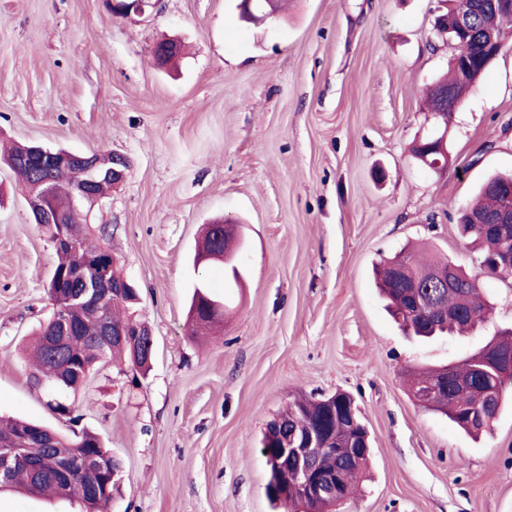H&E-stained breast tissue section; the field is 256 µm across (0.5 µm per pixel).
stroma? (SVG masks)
<instances>
[{
	"label": "stroma",
	"instance_id": "obj_1",
	"mask_svg": "<svg viewBox=\"0 0 512 512\" xmlns=\"http://www.w3.org/2000/svg\"><path fill=\"white\" fill-rule=\"evenodd\" d=\"M437 0H293L256 26L236 0H159L117 17L105 0H0V146L129 161L89 214L136 285L151 370L96 365L57 419L22 348L52 314L56 253L25 187L0 164V414L97 433L122 463L110 512H275L260 438L296 396L349 393L370 468L339 512H512V405L473 438L418 405L405 372L479 351L512 328V281L479 277L494 308L470 336L420 341L387 313L380 261L420 248L469 264L457 214L512 172V34L455 111L450 163L410 148L421 98L454 53ZM179 38L176 64L153 48ZM241 224V283L195 266L204 224ZM227 298L224 328L187 331L198 283ZM0 512H79L0 492Z\"/></svg>",
	"mask_w": 512,
	"mask_h": 512
}]
</instances>
